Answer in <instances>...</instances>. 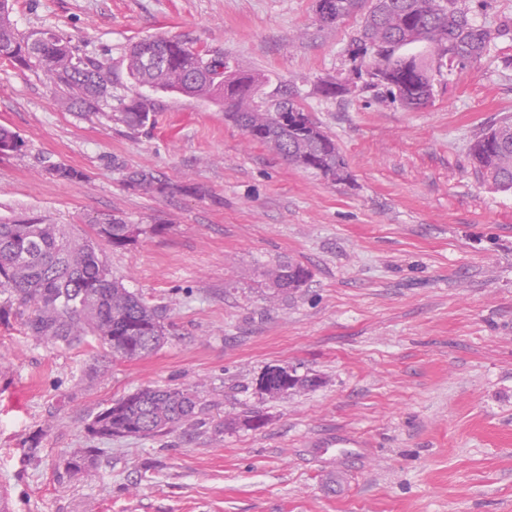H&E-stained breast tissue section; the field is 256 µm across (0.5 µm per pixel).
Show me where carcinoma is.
Segmentation results:
<instances>
[{
  "mask_svg": "<svg viewBox=\"0 0 512 512\" xmlns=\"http://www.w3.org/2000/svg\"><path fill=\"white\" fill-rule=\"evenodd\" d=\"M16 0H0V61L40 68L62 89L66 106L98 112L112 101V67L108 60L79 52L68 38L49 30L21 34L11 14ZM326 25L368 7L362 28L348 52L372 67L365 87L378 89L406 108L431 100L436 77L481 59L493 34L474 25L457 8V0H333ZM128 69L139 85L177 92L190 98L224 103L225 115L247 137L284 161L331 182L348 179L335 141L311 118L296 91L261 89L264 78L233 70L224 56L166 37L143 39L128 53ZM119 120L131 129L148 123L152 103L144 97L120 100ZM22 148L10 128L0 126V156ZM477 171L504 190H512V120L478 136L471 144ZM61 181L83 177L79 170L51 165ZM125 183L150 196L181 192L201 195L199 187L165 182L146 169L129 170ZM141 229L115 214L92 225V233L73 235L64 224H49L35 213L0 220V292L32 308L26 323L31 335L45 340L82 342L91 337L113 355L133 360L159 349L166 339L164 313L147 304L112 277L100 257L99 244L122 247ZM270 287L290 292L303 287L309 271L300 264L280 265L268 274ZM262 385L270 395L290 386L317 385L315 378L269 370ZM198 398L189 390L142 388L127 394L95 416L90 429L103 436L152 437L193 421Z\"/></svg>",
  "mask_w": 512,
  "mask_h": 512,
  "instance_id": "cac0c4a2",
  "label": "carcinoma"
}]
</instances>
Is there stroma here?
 <instances>
[{
  "label": "stroma",
  "mask_w": 512,
  "mask_h": 512,
  "mask_svg": "<svg viewBox=\"0 0 512 512\" xmlns=\"http://www.w3.org/2000/svg\"><path fill=\"white\" fill-rule=\"evenodd\" d=\"M458 5L492 32L491 50L408 109L376 100L353 71L362 15L326 26L316 0H17L20 32L53 30L110 60L115 99L71 112L39 68L0 64V125L22 141L0 157V218L34 212L83 230L114 213L138 225L103 258L164 309L168 334L137 360L41 341L29 309L0 293L9 512H512V190L469 157L475 136L512 117V0ZM160 36L223 53L266 91L297 87L350 180L289 165L209 99L157 93L153 123L118 121V99L143 92L128 50ZM336 78L352 92L322 96ZM58 164L82 179L52 178ZM139 168L203 192L142 195L123 181ZM288 262L310 279L274 294L263 274ZM279 367L319 384L264 394ZM148 386L192 389L197 417L152 438L89 431ZM353 438L368 452L338 458L327 478L311 447ZM81 448L98 456L75 474Z\"/></svg>",
  "instance_id": "1"
}]
</instances>
